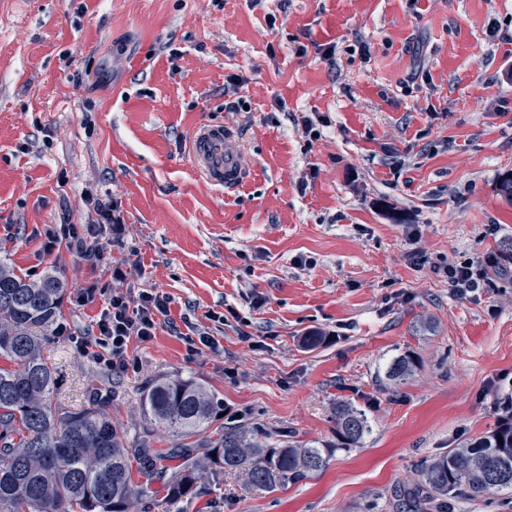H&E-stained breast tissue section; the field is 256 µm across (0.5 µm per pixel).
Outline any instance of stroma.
Returning a JSON list of instances; mask_svg holds the SVG:
<instances>
[{
  "mask_svg": "<svg viewBox=\"0 0 512 512\" xmlns=\"http://www.w3.org/2000/svg\"><path fill=\"white\" fill-rule=\"evenodd\" d=\"M207 123L239 131L244 187L193 170ZM510 169L512 0H0V259L64 277L60 319L87 330L101 305L71 294L115 287L112 270L46 251L45 231L111 193L124 242L100 241L136 265L128 286L218 342L191 357L162 329L116 375L47 334L57 402L96 398L126 442L172 448L142 397L191 378L224 407L207 436L234 423L332 447L273 492L210 474L179 500L153 483L134 512H396L421 463L493 429L512 389ZM484 255L502 258L491 287L458 294L448 262ZM406 352L417 370L393 384ZM339 401L367 413L360 447L336 446ZM417 364V360L409 353L396 356L387 367V377L389 380L398 383L406 381L416 371Z\"/></svg>",
  "mask_w": 512,
  "mask_h": 512,
  "instance_id": "35a3bbf8",
  "label": "stroma"
}]
</instances>
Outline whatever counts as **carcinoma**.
Instances as JSON below:
<instances>
[{
	"instance_id": "carcinoma-1",
	"label": "carcinoma",
	"mask_w": 512,
	"mask_h": 512,
	"mask_svg": "<svg viewBox=\"0 0 512 512\" xmlns=\"http://www.w3.org/2000/svg\"><path fill=\"white\" fill-rule=\"evenodd\" d=\"M67 282L52 274L17 275L0 261V510L5 512H130L135 500L165 482L170 498L188 496L201 474L220 468L245 472L251 484L272 492L327 463L328 445L270 442L245 426L229 424L206 442L199 459L186 445L155 450L149 441L126 442L92 400L79 410L54 402L55 371L42 357L41 336L58 321ZM417 369L409 353L394 357L386 374L401 383ZM145 415L181 439L203 434L218 402L192 379L149 387ZM336 436L346 448L369 432L366 412L349 402L334 408ZM403 491L401 512H421L420 491L443 506L460 494H512V416L484 435L451 448L420 470Z\"/></svg>"
}]
</instances>
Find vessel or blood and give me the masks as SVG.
<instances>
[{"label":"vessel or blood","mask_w":512,"mask_h":512,"mask_svg":"<svg viewBox=\"0 0 512 512\" xmlns=\"http://www.w3.org/2000/svg\"><path fill=\"white\" fill-rule=\"evenodd\" d=\"M189 154L200 176L211 186L237 189L251 168L237 133L220 123L198 127L189 140Z\"/></svg>","instance_id":"obj_1"}]
</instances>
